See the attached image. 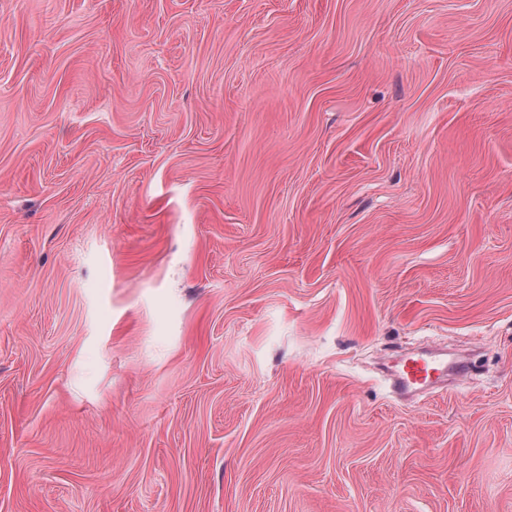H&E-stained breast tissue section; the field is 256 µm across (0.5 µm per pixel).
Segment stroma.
Masks as SVG:
<instances>
[{"mask_svg":"<svg viewBox=\"0 0 512 512\" xmlns=\"http://www.w3.org/2000/svg\"><path fill=\"white\" fill-rule=\"evenodd\" d=\"M0 512H512V0H0ZM448 367L461 373L466 369V364H448V355L435 351H424L415 357H408L397 371L394 388L418 393L433 381L447 377Z\"/></svg>","mask_w":512,"mask_h":512,"instance_id":"obj_1","label":"stroma"}]
</instances>
